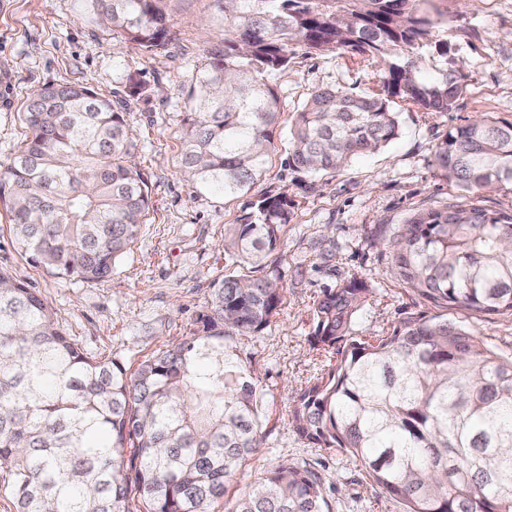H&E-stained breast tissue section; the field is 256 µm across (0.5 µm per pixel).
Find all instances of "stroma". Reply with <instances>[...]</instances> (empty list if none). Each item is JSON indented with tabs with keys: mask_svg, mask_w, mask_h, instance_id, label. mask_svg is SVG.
<instances>
[{
	"mask_svg": "<svg viewBox=\"0 0 512 512\" xmlns=\"http://www.w3.org/2000/svg\"><path fill=\"white\" fill-rule=\"evenodd\" d=\"M171 38L159 50L116 51L111 32L85 18V0H0V166L26 136L23 112L30 94L48 83H82L103 95L131 71L146 81L149 99L128 103L125 119L136 142L135 162L148 183L150 207L131 250L111 277L99 282L62 279L21 256L0 208V271L13 275L52 307L68 336L85 352L109 357L127 370L203 333L211 288L232 271L224 238L280 193L294 202L266 270L284 275L278 314L264 329L226 344L258 384L263 445L234 476L237 495L282 463L317 470L330 512H404L367 475L359 459L313 447L291 418L299 390L323 374L333 353L314 348V311L325 289L356 278L367 293L352 335L383 336L410 316L436 309L394 275L381 242L395 225L430 207L467 206L457 185L437 174L432 148L449 131L479 118L512 121V0H428L430 14L447 19L440 37L447 57L426 54L433 75L456 61L467 87L454 108L432 112L398 96L400 133L384 149L354 158L342 171L310 175L288 167V132L295 110L319 87L380 96L376 66L349 50L296 47L288 66L269 83L283 106L271 131L265 173L248 193L226 197L195 186L182 172L183 89L209 52L224 46L217 0H163ZM461 325L501 356L512 355V317H474L452 309Z\"/></svg>",
	"mask_w": 512,
	"mask_h": 512,
	"instance_id": "35a3bbf8",
	"label": "stroma"
}]
</instances>
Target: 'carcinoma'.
Wrapping results in <instances>:
<instances>
[{"instance_id": "1", "label": "carcinoma", "mask_w": 512, "mask_h": 512, "mask_svg": "<svg viewBox=\"0 0 512 512\" xmlns=\"http://www.w3.org/2000/svg\"><path fill=\"white\" fill-rule=\"evenodd\" d=\"M160 0H86L88 17L127 45H165ZM428 0H220L224 51L209 53L182 93V164L195 184L243 193L269 158L280 99L268 82L295 46L350 50L375 61L387 94L312 91L295 112L288 164L337 171L377 152L400 129L391 98L451 110L464 75L425 78L418 60L448 55L445 22ZM138 73L107 97L79 83L46 84L24 111L26 138L0 172V206L21 253L61 278L100 281L134 245L149 209L133 162L126 98L147 95ZM435 166L471 204L427 208L389 239L394 274L438 309L512 316V212L479 204L512 185V122L477 120L434 148ZM293 201L266 196L234 227V270L214 288L206 335L136 371L88 356L50 305L0 271V468L18 512H326L321 478L279 465L233 500L227 485L261 447L258 386L225 340L267 326L282 302L279 270L249 269L279 241ZM358 279L325 291L315 347L333 349L327 374L300 389L292 419L317 448L360 459L406 512H512V358L442 315L410 316L386 336L350 335L365 297ZM134 449L126 457V449Z\"/></svg>"}]
</instances>
